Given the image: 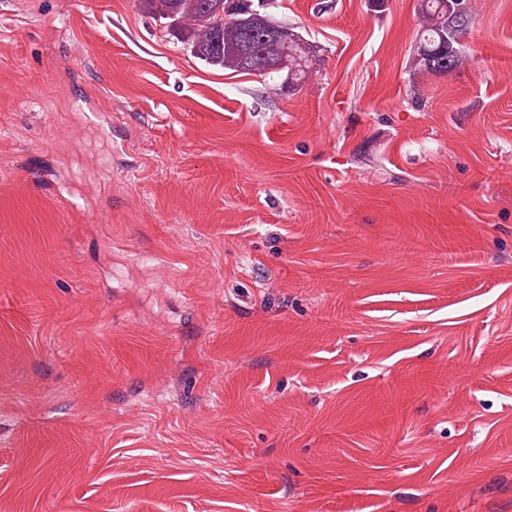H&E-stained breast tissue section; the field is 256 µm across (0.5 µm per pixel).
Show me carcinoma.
<instances>
[{
    "instance_id": "carcinoma-1",
    "label": "carcinoma",
    "mask_w": 512,
    "mask_h": 512,
    "mask_svg": "<svg viewBox=\"0 0 512 512\" xmlns=\"http://www.w3.org/2000/svg\"><path fill=\"white\" fill-rule=\"evenodd\" d=\"M144 12L169 19L179 26L183 40L194 56L206 64L224 70L254 73L274 78L270 63L288 59V85L305 81L319 65L315 49L299 43L284 42L264 32L261 17L251 20L235 13L226 18L212 14L219 0H138ZM420 27L411 68L432 71V66L461 67L464 54L463 38L467 29L450 21L448 0H418Z\"/></svg>"
}]
</instances>
